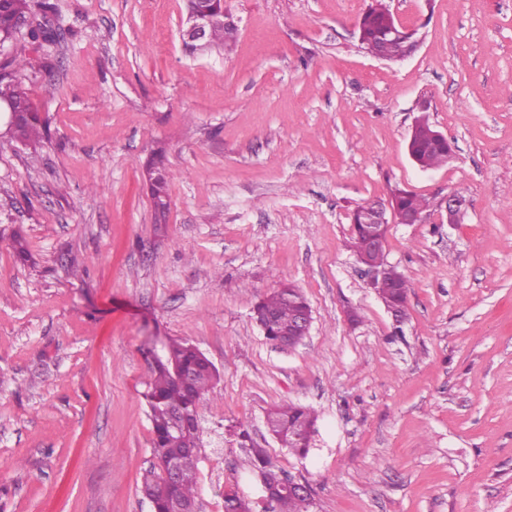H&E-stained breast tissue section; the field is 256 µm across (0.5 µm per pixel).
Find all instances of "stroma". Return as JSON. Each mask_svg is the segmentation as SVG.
<instances>
[{
	"instance_id": "35a3bbf8",
	"label": "stroma",
	"mask_w": 512,
	"mask_h": 512,
	"mask_svg": "<svg viewBox=\"0 0 512 512\" xmlns=\"http://www.w3.org/2000/svg\"><path fill=\"white\" fill-rule=\"evenodd\" d=\"M54 2L74 36L0 52L46 120L32 145L0 124V512H153L143 393L172 339L220 373L199 512L230 488L260 501L253 446L311 486L310 512H512V0H385L420 40L401 62L361 47L374 0H224L239 34L203 56L182 50L183 0ZM424 99L453 147L429 170L408 154ZM395 187L429 203L386 235L399 337L351 239ZM283 284L313 317L292 350L251 318ZM283 403L318 416L307 457L266 430ZM162 156L159 155L156 160H153L149 167L154 170V174L158 175L157 179L150 185V195L155 204L156 200H164L169 198V182L171 180V174L163 165Z\"/></svg>"
}]
</instances>
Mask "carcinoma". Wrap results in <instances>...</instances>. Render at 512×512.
I'll return each instance as SVG.
<instances>
[{"mask_svg":"<svg viewBox=\"0 0 512 512\" xmlns=\"http://www.w3.org/2000/svg\"><path fill=\"white\" fill-rule=\"evenodd\" d=\"M56 6L51 0H0V47L12 42L19 34L17 20L29 15L34 24L29 26L26 36L41 45L60 43L62 33L53 23ZM399 26L393 14L383 4L369 8L359 23V40L362 48L374 55L382 54L391 62L403 61L415 54L418 49L416 35L409 31L399 38L389 35V31ZM238 26L224 23L215 24L209 35L207 50L222 49L236 39ZM23 65L12 57L0 65V103L6 102L15 107L14 135L25 143L40 135L42 118L16 80V73ZM429 107L421 110L412 126L408 151L413 162L423 169L438 167L448 162V140L434 129L429 122ZM157 179L150 185L152 200L169 197L171 174L161 158L150 163ZM391 206L405 214H422L428 203L405 190L395 189L391 193ZM362 217L355 212L351 221L352 248L361 259L365 256L367 228L360 224ZM384 268L383 277L373 285L378 297L388 309H401L406 306L408 282L396 267L388 264L385 253L372 257ZM309 307L303 292L291 284H283L269 295L260 299L254 308V318L269 322V335L266 339H276L294 329L298 314ZM185 368L190 376L180 381L175 378L173 369ZM219 378L218 370L201 351L187 342L172 341L166 346V353L157 358L155 370L145 397L148 401L153 428L152 455L157 469L144 476L141 492L152 503L154 512H170L175 502L188 506L197 503L196 485L200 462V433L195 419L204 406L206 396ZM317 415L304 405L292 403L279 405L266 413L268 431L290 452L306 456L316 432ZM254 463L264 474L265 483L280 479V471L261 449H253ZM177 463L178 480L169 482L164 474V466ZM268 495L264 512H308L303 500L280 489ZM253 502L229 490L224 493V512H253Z\"/></svg>","mask_w":512,"mask_h":512,"instance_id":"cac0c4a2","label":"carcinoma"}]
</instances>
